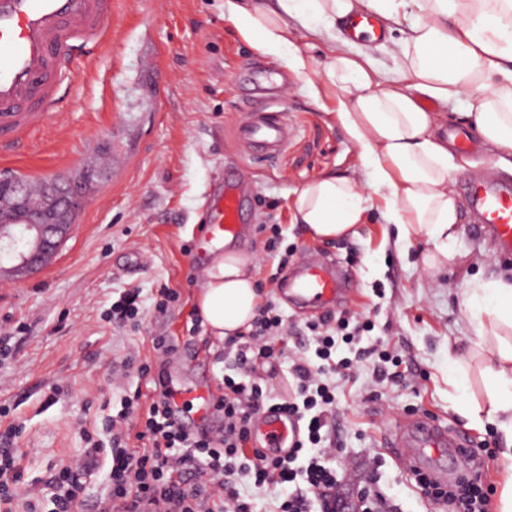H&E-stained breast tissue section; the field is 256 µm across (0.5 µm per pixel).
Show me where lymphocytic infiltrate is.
Masks as SVG:
<instances>
[{"label":"lymphocytic infiltrate","mask_w":512,"mask_h":512,"mask_svg":"<svg viewBox=\"0 0 512 512\" xmlns=\"http://www.w3.org/2000/svg\"><path fill=\"white\" fill-rule=\"evenodd\" d=\"M313 355H287L281 344L286 319L272 303L261 304L249 329L230 338L234 374L219 385L224 429L217 436H196L175 428L169 419L166 381L153 375L151 361H121V373L149 379L153 395L141 404V391L121 398L120 408L102 428L84 438L91 453L108 454L103 488L94 512H254L240 485L271 489L267 512H348L336 468V442L330 418L336 409V380L346 377L353 360L372 359L376 379L400 381L388 368L393 357L376 348H360L355 358H337V343L353 344L370 331L366 321L347 314L328 315L308 323ZM287 369V394L262 386L264 373ZM288 413L302 425V435L288 456L265 455L252 448L254 416L267 407ZM16 425L0 431V512H77L86 501L94 476L89 464L68 460L52 465L38 485L22 487L24 471L11 443ZM415 482L424 495L459 504L463 512H486L488 496L469 478L443 490L426 477Z\"/></svg>","instance_id":"f902f5d3"}]
</instances>
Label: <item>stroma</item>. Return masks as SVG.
<instances>
[{
    "mask_svg": "<svg viewBox=\"0 0 512 512\" xmlns=\"http://www.w3.org/2000/svg\"><path fill=\"white\" fill-rule=\"evenodd\" d=\"M114 2L112 38L74 64L75 83L60 102L58 123L21 152L0 156V177L96 173L53 267L0 283V331L26 328L12 339V356L0 359V405L9 406L10 420L22 429L25 481L84 452V428L116 413L137 386L133 376L110 379L108 367L134 351L152 356L154 337L172 340L169 361L197 360L185 381L218 385L226 361L215 353L217 342L190 329L202 270L192 255L208 199L225 169L234 168L246 175L255 204L243 253L257 279L274 265L265 252L267 227L280 225L295 256L323 255L348 274L347 309L373 325L362 346L402 359L401 385L377 381L368 360L336 383L338 466L349 492L358 493L374 472L397 512H452L419 496L409 473L382 446L400 423L427 415L481 448L487 463L481 483L490 490L489 512H498L496 490L512 463L494 425L469 423L452 409L448 347L465 348L475 339L460 305L468 277L512 276V260L501 257L467 206L456 242L469 255L467 272L452 266L429 281L419 267L424 242H397L378 195L356 235L308 236L292 221L296 191L319 174L355 169L361 152L334 115L337 92L313 75L325 61L324 45L297 29L296 44L308 60L299 73L254 50L225 18L224 0ZM281 77L290 86L288 138L263 155L240 138L239 128L246 107L257 105L271 79ZM131 287L148 301L162 287L178 297L165 312L147 308L139 330L113 331L107 314L119 291ZM56 384L63 393L46 405Z\"/></svg>",
    "mask_w": 512,
    "mask_h": 512,
    "instance_id": "35a3bbf8",
    "label": "stroma"
}]
</instances>
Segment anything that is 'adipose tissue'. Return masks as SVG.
Wrapping results in <instances>:
<instances>
[{
  "label": "adipose tissue",
  "instance_id": "adipose-tissue-1",
  "mask_svg": "<svg viewBox=\"0 0 512 512\" xmlns=\"http://www.w3.org/2000/svg\"><path fill=\"white\" fill-rule=\"evenodd\" d=\"M374 15L399 58L393 77L375 59V46H355L351 18ZM224 15L260 54L292 58L307 67L293 41L309 26L328 60L315 72L337 90V114L360 146L358 171L325 174L308 182L294 202V223L316 239L331 240L362 223L367 203L380 194L398 239L425 237L431 249L423 269L436 276L457 263L454 243L462 202L451 172L458 166L441 130L449 102H465L467 116L496 170L512 175V0H224ZM196 309L217 339L237 335L260 304L253 265L230 250L213 255L202 271ZM478 341L471 348L487 384V402L473 403L465 371L449 377L452 403L473 423L490 422L512 447V279L472 278L462 300Z\"/></svg>",
  "mask_w": 512,
  "mask_h": 512
}]
</instances>
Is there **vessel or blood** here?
Segmentation results:
<instances>
[{"instance_id":"vessel-or-blood-1","label":"vessel or blood","mask_w":512,"mask_h":512,"mask_svg":"<svg viewBox=\"0 0 512 512\" xmlns=\"http://www.w3.org/2000/svg\"><path fill=\"white\" fill-rule=\"evenodd\" d=\"M112 33V0H0V151L24 147L49 128L60 91L71 64L88 45ZM252 147L272 151L287 138L282 112L251 110L240 128ZM243 175L225 179L208 200V222L200 247L210 253L216 245H232L247 234L244 222ZM467 194L479 224L495 235L503 255H512V187L488 175L469 183ZM347 275L334 262L303 255L283 279L285 293L297 309L319 316L330 313L349 292ZM169 407L174 422L183 410L194 411L192 431L211 427L217 393L205 384L168 381ZM300 433L298 424L284 413L263 412L255 419V440L261 451L288 449ZM409 471L430 466L438 480L448 477L435 455L470 447L468 437L448 433L430 419L401 427L386 440Z\"/></svg>"}]
</instances>
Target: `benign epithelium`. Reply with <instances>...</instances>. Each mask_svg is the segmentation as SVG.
<instances>
[{
  "mask_svg": "<svg viewBox=\"0 0 512 512\" xmlns=\"http://www.w3.org/2000/svg\"><path fill=\"white\" fill-rule=\"evenodd\" d=\"M78 202L60 183L40 200L32 199L23 183H14L9 217L0 216L1 283L37 270L40 256L70 236L73 225L64 216Z\"/></svg>",
  "mask_w": 512,
  "mask_h": 512,
  "instance_id": "benign-epithelium-1",
  "label": "benign epithelium"
}]
</instances>
